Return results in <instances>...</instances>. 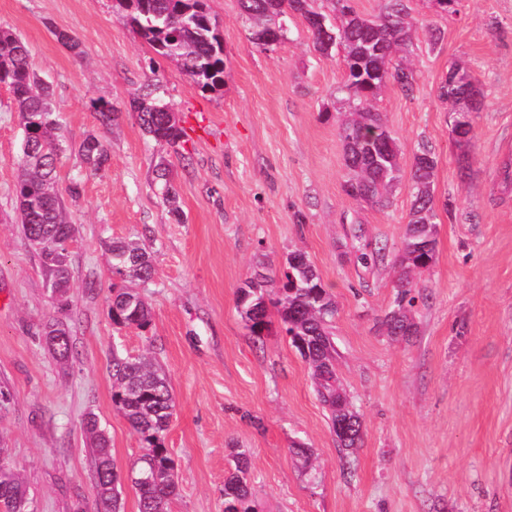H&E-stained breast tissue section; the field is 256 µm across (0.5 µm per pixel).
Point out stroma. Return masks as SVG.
Wrapping results in <instances>:
<instances>
[{
    "label": "stroma",
    "mask_w": 512,
    "mask_h": 512,
    "mask_svg": "<svg viewBox=\"0 0 512 512\" xmlns=\"http://www.w3.org/2000/svg\"><path fill=\"white\" fill-rule=\"evenodd\" d=\"M224 39V87L195 86L127 25L113 0H0V26L28 44L50 84L68 145L60 187L76 227L66 305L46 288L39 254L15 208L21 131L0 85V446L19 472L29 512H77L93 498L87 414L105 429L118 468L145 444L112 403L113 353L151 355L166 371L175 411L165 436L177 465L171 512H224L235 452L249 458L258 512H512V0H455L451 11L411 0L416 25L400 57L412 94L384 86L372 105L397 141L405 176L388 207L348 198L341 125L351 106L343 50L312 48L288 14L283 43H254L239 0H207ZM444 39L431 44L430 31ZM77 37L72 52L55 37ZM481 92L461 152L437 93L453 65ZM187 129L183 152L159 145L129 101L151 78ZM119 117L101 128L92 101ZM101 133L109 152L91 171L76 147ZM437 155L433 266L416 281L409 339L388 336L401 245L412 205L406 179L419 143ZM173 165L175 204L153 169ZM178 214H171V207ZM133 239L154 255L152 281L134 287L149 328L120 327L109 243ZM385 258L365 266L364 250ZM302 250L336 302L333 340L363 438L345 454L307 363L272 317L256 338L236 307L261 271L282 280ZM72 330L68 361L48 349L46 324ZM314 452L303 470L294 446Z\"/></svg>",
    "instance_id": "obj_1"
}]
</instances>
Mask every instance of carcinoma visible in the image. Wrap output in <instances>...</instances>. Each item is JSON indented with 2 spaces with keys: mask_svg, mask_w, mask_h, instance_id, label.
I'll use <instances>...</instances> for the list:
<instances>
[{
  "mask_svg": "<svg viewBox=\"0 0 512 512\" xmlns=\"http://www.w3.org/2000/svg\"><path fill=\"white\" fill-rule=\"evenodd\" d=\"M122 18L159 55L175 61L200 89L218 91L224 87V43L212 23L204 0H115ZM339 20H325V27L311 30L313 48L329 55L336 46L345 49V84L356 104L351 121L342 127L345 162L351 176L344 184L345 194L355 201L385 206L388 194L401 179L399 149L391 131L371 102L386 83H395L410 93L414 70L390 57L407 44L412 28L410 0H386L383 14L376 19L359 17L351 0H336ZM241 9L252 23V39L259 44L271 37L286 38L282 17L297 13L304 19L315 14L308 0H240ZM13 95L23 133L21 174L14 186L22 233L40 255L46 288L60 300L70 288V243L75 237L64 204V195L79 196L73 183L60 190L56 182L59 159L68 150L61 135L59 113L53 107L52 92L37 76L27 43L13 30L0 27V85ZM462 85L443 79L438 96L445 102H461ZM147 85L143 93L129 101L141 128L158 143L178 146L185 142L184 130L169 106L153 98ZM102 125L116 120L112 104L92 102ZM36 150H30L31 146ZM78 154L93 171L103 170L109 154L103 140L89 134L78 145ZM436 169L433 147L419 145L412 165L414 201L400 249L394 257L398 279L393 307L383 320L387 335L407 338L409 307L413 306L416 277L431 268L436 256L435 203L432 179ZM155 179L165 189L169 202L176 200L171 183V164L162 157L155 165ZM112 277L121 281H146L154 266L146 250L133 241L114 240L109 245ZM237 310L247 321L259 318L251 331L260 336L268 329L271 310H276L292 345L309 364L315 392L335 424L336 401L335 347L330 328L336 313L327 285L307 255L295 251L288 257V268L280 287L266 278L250 279L237 291ZM116 325L147 329L151 314L142 297L131 288L113 290L109 308ZM45 341L62 360L74 355L71 331L54 322L45 330ZM112 401L147 444L128 479L139 499V512H168L177 495L174 461L164 439L173 415L174 399L166 374L146 357L112 355ZM85 430L92 440L94 498L92 512H121L122 478L112 460L109 440L96 419L88 417ZM248 459L244 452L235 456L234 470L224 477V502L236 512H255L248 483ZM9 512H23L28 503L26 488L12 466L0 468V504Z\"/></svg>",
  "mask_w": 512,
  "mask_h": 512,
  "instance_id": "obj_1",
  "label": "carcinoma"
}]
</instances>
